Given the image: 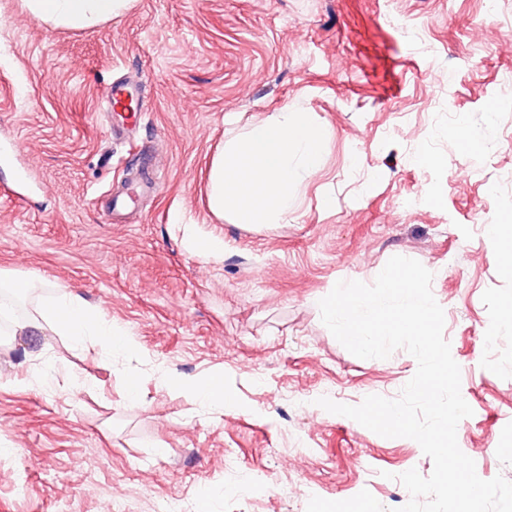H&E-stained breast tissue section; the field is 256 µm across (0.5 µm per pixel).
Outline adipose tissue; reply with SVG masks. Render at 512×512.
Here are the masks:
<instances>
[{
  "label": "adipose tissue",
  "instance_id": "ef3b65f1",
  "mask_svg": "<svg viewBox=\"0 0 512 512\" xmlns=\"http://www.w3.org/2000/svg\"><path fill=\"white\" fill-rule=\"evenodd\" d=\"M131 0H24L42 23L80 29L123 14ZM327 132L308 112H276L253 124L245 137L220 148L210 173L209 208L215 216L231 213L241 224H277L296 205L295 185L321 165ZM13 335L52 333L77 347L94 344L103 352L126 356L134 338L112 325L103 312L78 296L63 293L37 316L13 321ZM176 386L222 409L237 400L224 390L220 372L175 380Z\"/></svg>",
  "mask_w": 512,
  "mask_h": 512
}]
</instances>
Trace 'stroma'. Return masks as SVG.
Instances as JSON below:
<instances>
[{
  "instance_id": "obj_1",
  "label": "stroma",
  "mask_w": 512,
  "mask_h": 512,
  "mask_svg": "<svg viewBox=\"0 0 512 512\" xmlns=\"http://www.w3.org/2000/svg\"><path fill=\"white\" fill-rule=\"evenodd\" d=\"M476 24L492 44L470 46ZM510 72L512 0H133L84 30L0 0V142L21 147L0 161V269L39 278L29 311L65 290L139 345L110 358L0 337V512H163L171 498L185 512H306L310 496L364 490L386 512L405 505L397 474L433 470L419 444L317 404L395 398L415 374L403 349L351 354L318 306L395 255L433 274L473 410L460 449L480 478L512 481L498 451L512 441V355L486 345L492 320L511 317L512 271L488 234L512 230ZM142 76L146 118L109 138L127 115L101 112L104 87ZM288 108L329 138L287 222L213 216L218 147ZM158 158L162 186L112 223L109 196ZM192 236L223 239V255ZM210 372L238 408L214 412L165 382Z\"/></svg>"
}]
</instances>
